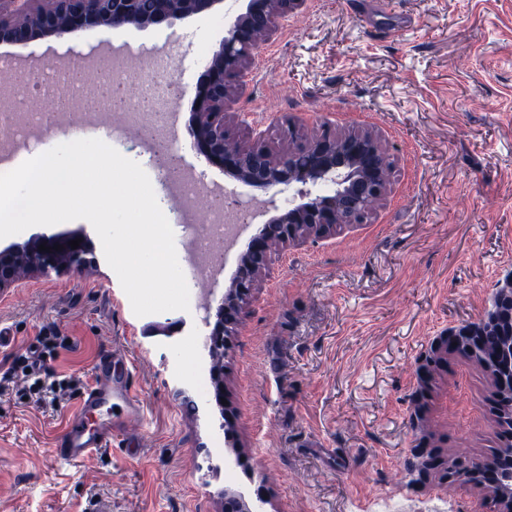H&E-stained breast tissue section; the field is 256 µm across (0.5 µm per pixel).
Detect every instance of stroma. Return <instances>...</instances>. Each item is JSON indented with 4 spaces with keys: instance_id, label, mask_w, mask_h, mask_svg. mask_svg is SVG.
<instances>
[{
    "instance_id": "35a3bbf8",
    "label": "stroma",
    "mask_w": 512,
    "mask_h": 512,
    "mask_svg": "<svg viewBox=\"0 0 512 512\" xmlns=\"http://www.w3.org/2000/svg\"><path fill=\"white\" fill-rule=\"evenodd\" d=\"M241 0L168 25L96 28L78 39L4 46L23 58L100 57L104 46L162 51L149 81L195 84ZM237 138L287 149L290 121L308 139L375 135L392 164L367 223L283 245L262 272L224 359V405L211 378L212 312L136 316L86 220L81 274L21 273L0 293V373L48 331L71 349L49 361L92 386L96 354L132 364L142 418L137 447L58 460L51 441L79 395L51 409L0 395V512H224L226 494L265 512H481L480 495L421 473L418 453L487 462L495 446L492 382L440 349L428 386L418 361L448 329L485 317L512 272V0H392L364 18L351 0H308L262 42L235 107Z\"/></svg>"
}]
</instances>
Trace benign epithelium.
Segmentation results:
<instances>
[{"instance_id": "1", "label": "benign epithelium", "mask_w": 512, "mask_h": 512, "mask_svg": "<svg viewBox=\"0 0 512 512\" xmlns=\"http://www.w3.org/2000/svg\"><path fill=\"white\" fill-rule=\"evenodd\" d=\"M222 0H153L154 7H144V0H0V43L27 45L65 32L88 28L146 27L166 22L173 26L196 15L213 12ZM305 0H279L275 14L267 11L271 0H247L243 13L224 31V42L209 59L194 90L188 132L194 151L207 163L224 171L225 176L247 186L269 192L296 184L315 186L329 182L327 194L300 190L298 199L289 200L288 209L280 210L275 200L262 212L264 220L243 244L224 302L217 310V325L210 334L207 348L222 347L225 337L233 335L224 321L229 306L250 294L262 269L268 265L280 244L300 245L310 237H320L336 230L338 217L345 223L364 220L362 208L366 197L379 198L387 188L379 153L365 137L346 139L336 149L335 139L325 134L298 149L305 155L296 162L293 154L271 157L262 135H256L251 147L243 151L227 125L232 105L243 93L248 66L257 54L261 38L269 37L278 18L303 7ZM71 238L44 235L40 243L50 248L41 252V261L30 270L48 273L60 267L57 258L68 255L65 266L80 272L85 265L84 244L71 248ZM60 249H54V246ZM18 248L0 254V288L11 286L17 273L10 267ZM262 498L249 503L244 498L225 499L224 512H262Z\"/></svg>"}]
</instances>
